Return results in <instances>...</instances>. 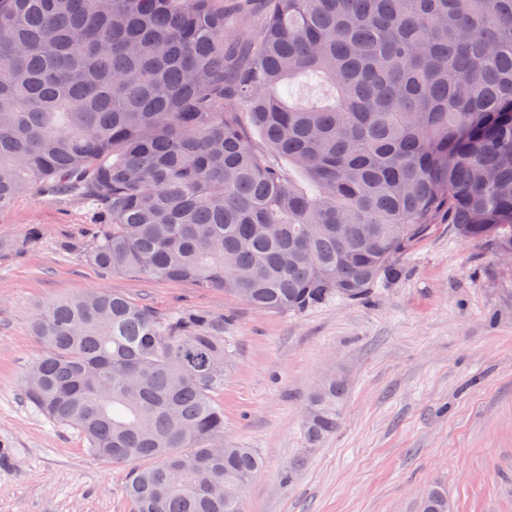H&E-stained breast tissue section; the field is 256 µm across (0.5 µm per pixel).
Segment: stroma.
<instances>
[{
  "label": "stroma",
  "mask_w": 512,
  "mask_h": 512,
  "mask_svg": "<svg viewBox=\"0 0 512 512\" xmlns=\"http://www.w3.org/2000/svg\"><path fill=\"white\" fill-rule=\"evenodd\" d=\"M90 221L80 201L35 192L0 212V512H134L131 464L93 455L21 393L42 354L33 315L94 288L228 316L224 436L263 461L245 512H419L434 484L453 512H512V265L497 254L439 224L365 301L266 312L102 271L68 246ZM333 372L347 382L342 422L309 452L306 398Z\"/></svg>",
  "instance_id": "35a3bbf8"
}]
</instances>
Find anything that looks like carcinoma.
Listing matches in <instances>:
<instances>
[{"label":"carcinoma","instance_id":"cac0c4a2","mask_svg":"<svg viewBox=\"0 0 512 512\" xmlns=\"http://www.w3.org/2000/svg\"><path fill=\"white\" fill-rule=\"evenodd\" d=\"M237 16L253 36L228 37ZM30 192L86 204L97 267L261 310L365 299L443 218L512 253V0H0V212ZM226 322L56 300L23 397L148 462L135 512H243L262 461L224 443ZM345 393L332 374L309 395L308 450Z\"/></svg>","mask_w":512,"mask_h":512}]
</instances>
